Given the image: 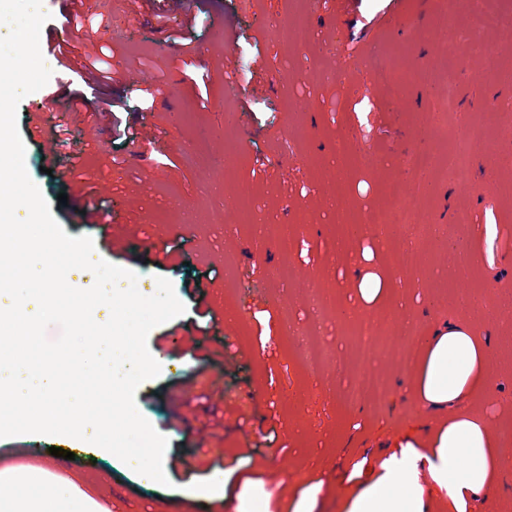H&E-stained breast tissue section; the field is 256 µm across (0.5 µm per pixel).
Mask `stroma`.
Returning <instances> with one entry per match:
<instances>
[{"label": "stroma", "mask_w": 512, "mask_h": 512, "mask_svg": "<svg viewBox=\"0 0 512 512\" xmlns=\"http://www.w3.org/2000/svg\"><path fill=\"white\" fill-rule=\"evenodd\" d=\"M465 0H197L194 18L181 23L171 0H89L91 26L75 56L112 51V78L102 82L79 64H67L54 41L65 26L67 0H43L50 18L40 49L52 74L22 98L16 118L28 149L29 178L50 211L73 237L91 236L96 255L136 273L141 294L169 280L185 312L153 328L152 356H166L158 378L143 382L136 403L168 440V486L145 479L118 458L58 436L0 438V462L41 464L32 453L44 445L73 452L60 460L63 474L107 472L98 487L112 512H237L242 496L254 512H294V504L319 485L315 512H344L348 482H361L366 453H385L406 432L424 434L454 415L414 397L413 370L381 360L388 392L382 409L352 404L335 371L314 374L300 362L296 332L312 328L304 288L275 278L281 256L264 233L270 225H298L293 262L298 272L355 295L369 272L391 279L390 293L408 296L415 325L414 356L432 329L466 323L455 307L458 273L449 255L466 252L469 280L498 310L476 327L494 355L493 397L475 396L467 411L486 418L496 453L512 458V194L491 180L512 183V164L499 150L479 145L469 170L470 193L453 178L433 182L427 224H454L460 210L472 222L461 238L420 254L416 269L389 274L387 239L375 237L372 211L386 206L405 177L403 157L418 149L448 150L468 138L480 118L493 135L512 103V82L488 79L512 72V0H487L471 51L455 60L457 107L444 120L433 108L446 90L437 80L407 83L400 97L378 85L383 63L426 71L437 62L431 17ZM306 19L304 45L266 34L268 20ZM343 71V82L313 81L314 73ZM136 77L139 87L129 86ZM80 111H67L70 94ZM308 110L295 111L299 100ZM122 106L116 118H135L136 140L113 131L108 101ZM66 129L51 173L40 170L46 149L39 132L49 114ZM357 141V154L337 178L336 144ZM100 195L117 222L127 225L121 250L89 230L76 185ZM250 192V212L217 205L235 188ZM351 198L347 213L361 231L340 250L329 202L337 191ZM67 204H59V193ZM491 232H484V225ZM371 261H363V251ZM291 311L293 326L282 315ZM199 364L185 370L181 346ZM197 489L194 497L186 489Z\"/></svg>", "instance_id": "1"}]
</instances>
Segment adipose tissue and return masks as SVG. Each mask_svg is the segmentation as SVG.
<instances>
[{
    "label": "adipose tissue",
    "mask_w": 512,
    "mask_h": 512,
    "mask_svg": "<svg viewBox=\"0 0 512 512\" xmlns=\"http://www.w3.org/2000/svg\"><path fill=\"white\" fill-rule=\"evenodd\" d=\"M490 355L477 329L446 324L424 346L415 372V396L433 406L463 404L476 388L493 393L486 375ZM507 466L496 458L485 417L463 413L422 438L405 436L369 477L350 488L345 512H430L441 503L449 512H470ZM427 469L431 488L419 480ZM94 478L72 479L55 465L0 466V512H112L91 489Z\"/></svg>",
    "instance_id": "adipose-tissue-1"
}]
</instances>
